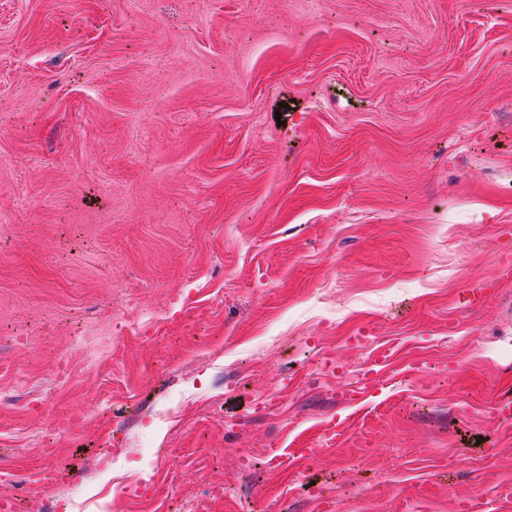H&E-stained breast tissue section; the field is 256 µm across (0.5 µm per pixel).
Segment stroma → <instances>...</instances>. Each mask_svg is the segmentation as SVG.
Listing matches in <instances>:
<instances>
[{"label":"stroma","instance_id":"stroma-1","mask_svg":"<svg viewBox=\"0 0 512 512\" xmlns=\"http://www.w3.org/2000/svg\"><path fill=\"white\" fill-rule=\"evenodd\" d=\"M510 255L512 0H0L18 512H512ZM397 348L384 346L376 348L367 368L363 371L362 387L345 394L348 400H357L365 396L378 395L388 385V379L384 374L395 359Z\"/></svg>","mask_w":512,"mask_h":512}]
</instances>
